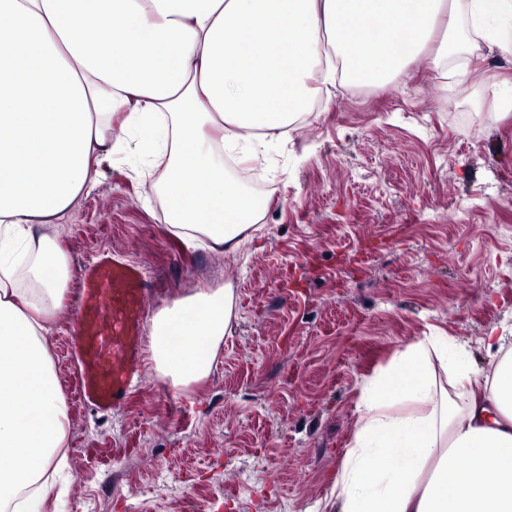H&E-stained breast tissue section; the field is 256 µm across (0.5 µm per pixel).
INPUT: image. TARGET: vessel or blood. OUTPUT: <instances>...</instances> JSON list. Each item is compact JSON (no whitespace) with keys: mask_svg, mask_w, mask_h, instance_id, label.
Returning <instances> with one entry per match:
<instances>
[{"mask_svg":"<svg viewBox=\"0 0 512 512\" xmlns=\"http://www.w3.org/2000/svg\"><path fill=\"white\" fill-rule=\"evenodd\" d=\"M148 281L141 267L108 256L85 269L79 321L67 347L80 363L81 402L100 413L122 408L145 370L141 320Z\"/></svg>","mask_w":512,"mask_h":512,"instance_id":"obj_1","label":"vessel or blood"}]
</instances>
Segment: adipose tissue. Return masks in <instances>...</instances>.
<instances>
[{
    "label": "adipose tissue",
    "instance_id": "1",
    "mask_svg": "<svg viewBox=\"0 0 512 512\" xmlns=\"http://www.w3.org/2000/svg\"><path fill=\"white\" fill-rule=\"evenodd\" d=\"M0 512H42L70 426L46 337L71 263L57 228L103 166L156 193L184 241L252 239L264 201L226 177L280 139L322 87L384 86L418 59L459 81L476 51L512 57V0H0ZM231 286L151 319L158 374L210 375ZM470 353L430 335L364 386L339 512H512V323ZM466 466H459V459Z\"/></svg>",
    "mask_w": 512,
    "mask_h": 512
}]
</instances>
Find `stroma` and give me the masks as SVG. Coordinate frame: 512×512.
<instances>
[{
  "mask_svg": "<svg viewBox=\"0 0 512 512\" xmlns=\"http://www.w3.org/2000/svg\"><path fill=\"white\" fill-rule=\"evenodd\" d=\"M503 59L453 85L410 65L401 83L340 90L263 166H231L267 199L254 240L193 250L125 167H103L59 228L72 278L49 345L70 407L66 512H333L365 381L439 333L479 372L512 318V116L483 94ZM142 265L146 315L231 285L234 319L208 379L174 390L148 367L124 409L80 405L65 339L101 255Z\"/></svg>",
  "mask_w": 512,
  "mask_h": 512,
  "instance_id": "stroma-1",
  "label": "stroma"
}]
</instances>
